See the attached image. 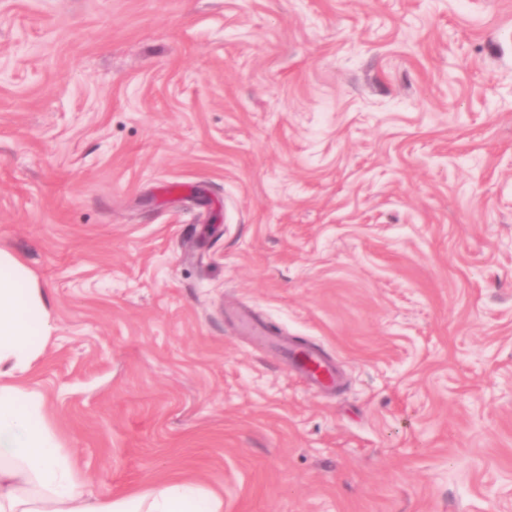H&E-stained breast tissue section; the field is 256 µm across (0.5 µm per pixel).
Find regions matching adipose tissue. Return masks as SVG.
<instances>
[{
	"instance_id": "obj_1",
	"label": "adipose tissue",
	"mask_w": 512,
	"mask_h": 512,
	"mask_svg": "<svg viewBox=\"0 0 512 512\" xmlns=\"http://www.w3.org/2000/svg\"><path fill=\"white\" fill-rule=\"evenodd\" d=\"M50 303L27 266L0 248V512H224L221 497L189 482L109 500L88 491L90 476L25 385L52 332Z\"/></svg>"
}]
</instances>
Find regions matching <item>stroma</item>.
Segmentation results:
<instances>
[{"label": "stroma", "instance_id": "obj_1", "mask_svg": "<svg viewBox=\"0 0 512 512\" xmlns=\"http://www.w3.org/2000/svg\"><path fill=\"white\" fill-rule=\"evenodd\" d=\"M0 247L94 494L512 512V0H0ZM280 349L287 357L291 368L307 385L318 386L334 380V369L317 352L288 344L281 345Z\"/></svg>", "mask_w": 512, "mask_h": 512}]
</instances>
